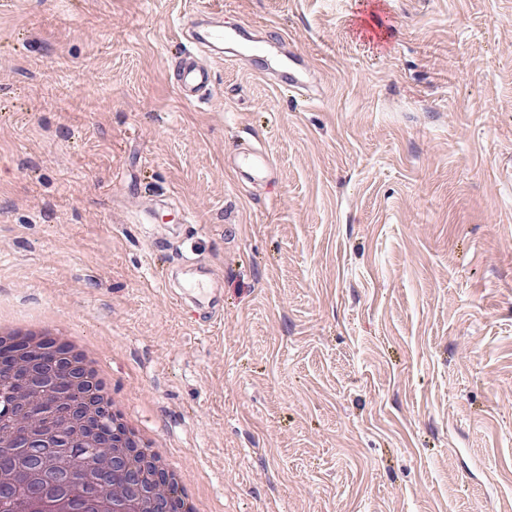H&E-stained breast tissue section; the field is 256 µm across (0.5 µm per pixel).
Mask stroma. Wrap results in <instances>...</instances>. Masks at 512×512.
Masks as SVG:
<instances>
[{
    "instance_id": "stroma-1",
    "label": "stroma",
    "mask_w": 512,
    "mask_h": 512,
    "mask_svg": "<svg viewBox=\"0 0 512 512\" xmlns=\"http://www.w3.org/2000/svg\"><path fill=\"white\" fill-rule=\"evenodd\" d=\"M195 11L308 94L178 43ZM251 143L273 180L225 167ZM0 313L93 344L216 512H512V0H0ZM211 69L200 63L192 55L181 54L175 69V87L179 98L183 101L200 99L212 83Z\"/></svg>"
}]
</instances>
